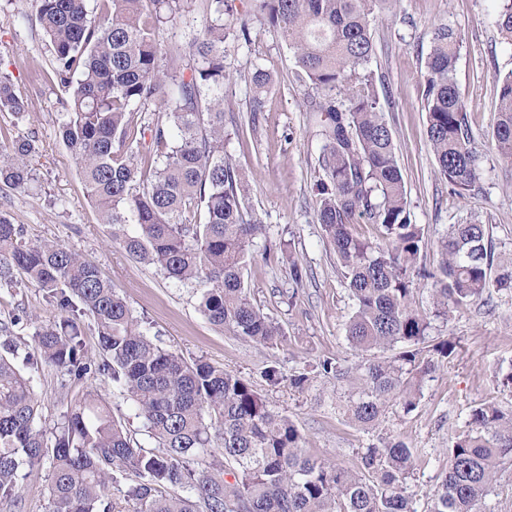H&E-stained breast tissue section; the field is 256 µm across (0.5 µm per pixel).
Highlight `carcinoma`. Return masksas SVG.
Here are the masks:
<instances>
[{
	"mask_svg": "<svg viewBox=\"0 0 512 512\" xmlns=\"http://www.w3.org/2000/svg\"><path fill=\"white\" fill-rule=\"evenodd\" d=\"M54 66L46 80L69 91L58 130L79 166L98 221L137 262L174 282L191 284L207 320L233 336L273 346L283 329L254 304L244 268L264 225L245 217L248 176L224 155V8L234 0H201L207 20L191 44L190 73L160 69L157 30L196 0H34ZM254 14L282 29L295 77L315 90L321 114L326 179L316 183L317 220L346 270L355 312L347 340L364 351L398 350L363 365L353 378L334 359L317 368L356 380L347 413L374 426L386 407L414 411L425 380L456 348L431 342L430 315L416 300L415 279L431 281L436 315L466 307L512 272L491 279L483 224H454L439 241L434 269L421 263L424 229L412 223L392 131L359 70L373 53L374 6L389 0H253ZM496 26L512 44V0H502ZM460 40L438 27L425 61L427 136L439 174L464 197L481 172L470 148L455 75ZM78 79H73L74 75ZM493 139L512 161V71L497 76ZM159 104L153 149L136 148L147 107ZM10 76L0 72V112L25 116ZM35 140L18 135L0 147V182L24 192L32 180ZM366 218L380 241L352 226ZM32 286L64 314L35 332L22 363L49 362L80 381L123 388L156 449L143 447L94 388L67 404L51 436L37 427L29 378L14 364L18 347L0 345V502L20 497L22 467L52 460L51 512H118L109 498L112 471L135 483L133 512H414L406 481L417 462L395 438L362 449L347 467L307 452L295 424L270 406L248 378L203 360L187 362L140 329L112 281L76 252L29 241L0 214V288ZM94 322L105 359L85 351L83 316ZM470 429L447 448L448 465L429 491L431 512H494L486 503L505 466H512V411L495 402L473 408ZM210 467H199L202 456Z\"/></svg>",
	"mask_w": 512,
	"mask_h": 512,
	"instance_id": "1",
	"label": "carcinoma"
}]
</instances>
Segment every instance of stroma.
<instances>
[{
    "mask_svg": "<svg viewBox=\"0 0 512 512\" xmlns=\"http://www.w3.org/2000/svg\"><path fill=\"white\" fill-rule=\"evenodd\" d=\"M499 7L500 0H390L374 11V53L363 74L392 130L411 219L422 225L428 240L423 262L430 268L439 261V238L450 225L470 218L489 230L493 274L512 270V163L499 157L492 141L495 76L512 70V45L503 42L495 24ZM441 25L461 36L456 80L481 171L480 190L463 198L440 176L427 138L425 59L431 33ZM52 67L53 51L33 0H0V72L10 75L16 94L29 104L20 120L0 112V144L20 133L37 144L28 192L0 184V213L23 225L29 239L57 242L94 262L161 347L253 380L270 405L293 420L309 454L353 467L362 448L387 436L402 439L419 456L407 492L415 512H429L427 492L448 462V445L466 431L471 409L489 400L512 409V390L499 382L501 370L512 365V288H490L470 308L433 320V339L454 342V355L439 362L415 411L406 414L393 404L378 425L362 427L346 413L349 387L316 368L326 356L351 368L368 355L346 338L354 304L345 270L316 221L312 193L322 173V127L306 109L308 87L291 77L294 56L279 29L257 18L249 39L232 36L224 43V69L230 75L224 84V152L248 175V210L264 226L244 279L254 303L285 332L273 347L214 327L200 313L193 288L136 262L113 243L59 136L57 118L66 93L44 82ZM258 69L271 78L260 91L250 80ZM257 97L264 108L254 115L250 108ZM268 244L275 245V253L265 254ZM294 260L308 273L300 285L289 276ZM22 312L27 320L13 324ZM58 317L39 289L0 288V323L12 324L20 351L31 349L37 329ZM270 365L287 376L307 373L309 381L301 389L267 386L261 372ZM33 385L38 426L47 432L67 402L88 387L50 363L34 373ZM100 392L133 438L153 448L143 418L123 390L104 383ZM50 476L46 460L27 469L19 512H49Z\"/></svg>",
    "mask_w": 512,
    "mask_h": 512,
    "instance_id": "obj_1",
    "label": "stroma"
}]
</instances>
